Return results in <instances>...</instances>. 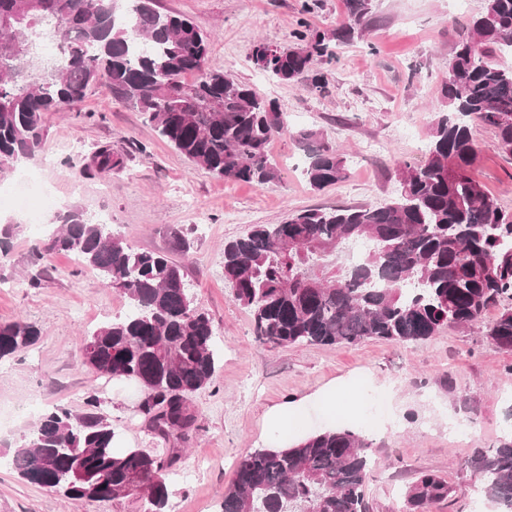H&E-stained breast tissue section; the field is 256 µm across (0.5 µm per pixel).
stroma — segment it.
I'll return each mask as SVG.
<instances>
[{
  "instance_id": "stroma-1",
  "label": "stroma",
  "mask_w": 512,
  "mask_h": 512,
  "mask_svg": "<svg viewBox=\"0 0 512 512\" xmlns=\"http://www.w3.org/2000/svg\"><path fill=\"white\" fill-rule=\"evenodd\" d=\"M310 3L302 14V3ZM212 36L210 64L258 85L275 98L294 129H313L346 149V179L322 190L303 174L305 148L276 136L270 155L277 178L265 185L214 177L158 138L137 109L93 86L76 108L48 113L47 136L31 159L52 190L54 213L80 208L107 212L112 227L137 250L168 254L194 286L195 303L223 337L214 381L192 400L197 431L182 445L168 478L166 512H223L224 493L239 461L267 447L268 411L332 386L359 401L357 417L372 459L369 512H398L401 493L419 472L444 477L456 493L431 512H474L475 477L467 466L474 449L512 436V351L487 336L496 315L465 328L445 327L431 339L399 343L369 339L355 346L272 347L257 342L251 312L233 301L224 281V245L256 224H278L312 208L389 202L399 163L425 161L441 83L456 44L467 38L484 0H374L363 38L336 48L324 66L327 86L262 81L252 60L257 41L290 45L300 19L329 32L347 14L345 0H159ZM482 148L475 170L499 206L512 212V157L494 149L495 133L471 121ZM124 160L110 176L72 177L65 163L89 161L100 146ZM12 227L0 259V323L22 319L42 334L27 352L0 362V410L29 401L82 411L97 394L118 435L133 447L164 457L171 443L147 431L141 395L129 381L107 379L81 366L79 348L98 326L125 316L128 299L104 287L98 274L69 253L54 254L40 287H19L43 230L22 213L0 209V229ZM384 397L371 411L368 394ZM468 425L465 440L448 437V420ZM35 417L18 421L0 442V512H146L142 494L102 502L69 500L27 483L7 465L16 438Z\"/></svg>"
}]
</instances>
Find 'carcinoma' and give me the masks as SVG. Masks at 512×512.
<instances>
[{"label": "carcinoma", "instance_id": "cac0c4a2", "mask_svg": "<svg viewBox=\"0 0 512 512\" xmlns=\"http://www.w3.org/2000/svg\"><path fill=\"white\" fill-rule=\"evenodd\" d=\"M347 21L329 34L294 33L307 41L296 52L253 51L254 65L271 81L322 91L315 66L335 58L333 44L363 38L372 0H345ZM0 177L42 147L45 116L71 109L97 84L134 108L178 153L212 175L266 184L277 169L269 143L289 134L277 102L247 82L211 67L210 35L187 16L161 11L158 0H0ZM52 24L60 52L38 80L24 58L32 36ZM512 0H484L472 37L448 63L440 109L424 163L397 168L396 198L384 206L296 212L280 224H258L224 244V280L233 300L253 315L263 345H355L368 338L416 342L448 325L476 321L491 305L508 302L487 336L512 351V212L504 211L475 176L480 160L468 119L495 132L494 148L512 156ZM315 189L346 178V157L298 132ZM121 157L98 147L79 170L110 175ZM61 228L35 247L36 261L69 252L96 271L106 288L122 292L131 311L97 327L79 350L80 362L109 378L131 380L153 401L146 428L185 444L196 430L191 397L211 385L218 348L210 318L194 305L183 266L167 255L137 251L81 210L60 217ZM365 255L337 262L352 244ZM40 329L27 321L0 323V360L27 351ZM116 432L90 395L75 414L56 405L21 435L12 464L26 481L72 500L104 501L134 490L148 512H163L167 473L177 453L113 448ZM494 503L512 512V441L477 450L468 460ZM368 444L348 430L315 433L288 448H260L237 465L224 492V512H367ZM456 490L443 477L421 472L403 492L402 512H430Z\"/></svg>", "mask_w": 512, "mask_h": 512}]
</instances>
